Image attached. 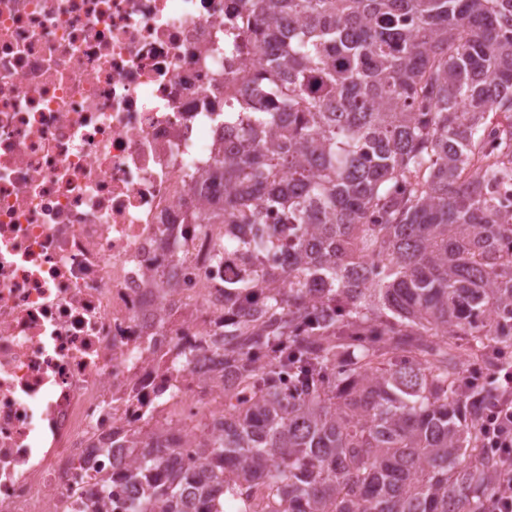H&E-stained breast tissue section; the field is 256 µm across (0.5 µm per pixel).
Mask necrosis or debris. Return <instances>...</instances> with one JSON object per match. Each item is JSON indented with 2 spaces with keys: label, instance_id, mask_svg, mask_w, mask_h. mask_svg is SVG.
I'll use <instances>...</instances> for the list:
<instances>
[{
  "label": "necrosis or debris",
  "instance_id": "necrosis-or-debris-1",
  "mask_svg": "<svg viewBox=\"0 0 512 512\" xmlns=\"http://www.w3.org/2000/svg\"><path fill=\"white\" fill-rule=\"evenodd\" d=\"M249 0H0V512H128L133 439L224 418L223 241ZM236 41L238 50L224 46ZM185 361H175L174 349Z\"/></svg>",
  "mask_w": 512,
  "mask_h": 512
}]
</instances>
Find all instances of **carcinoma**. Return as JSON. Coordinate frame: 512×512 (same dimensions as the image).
Here are the masks:
<instances>
[{"label": "carcinoma", "instance_id": "cac0c4a2", "mask_svg": "<svg viewBox=\"0 0 512 512\" xmlns=\"http://www.w3.org/2000/svg\"><path fill=\"white\" fill-rule=\"evenodd\" d=\"M268 68L214 224L287 226L243 252L285 268L224 285V438L203 475L153 476L135 443L130 512H487L500 493L459 356L512 353V0H255ZM193 489L183 496L185 488Z\"/></svg>", "mask_w": 512, "mask_h": 512}]
</instances>
